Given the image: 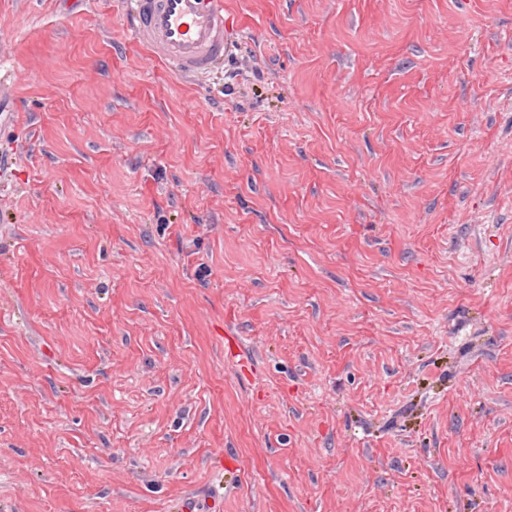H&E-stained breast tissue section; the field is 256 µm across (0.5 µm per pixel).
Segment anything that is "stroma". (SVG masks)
<instances>
[{
    "label": "stroma",
    "mask_w": 512,
    "mask_h": 512,
    "mask_svg": "<svg viewBox=\"0 0 512 512\" xmlns=\"http://www.w3.org/2000/svg\"><path fill=\"white\" fill-rule=\"evenodd\" d=\"M0 0V512H512V0ZM135 41L179 76H206L231 51L224 0H125Z\"/></svg>",
    "instance_id": "1"
}]
</instances>
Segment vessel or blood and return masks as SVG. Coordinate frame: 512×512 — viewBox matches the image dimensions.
<instances>
[{
	"mask_svg": "<svg viewBox=\"0 0 512 512\" xmlns=\"http://www.w3.org/2000/svg\"><path fill=\"white\" fill-rule=\"evenodd\" d=\"M135 41L179 76H205L232 48L224 0H125Z\"/></svg>",
	"mask_w": 512,
	"mask_h": 512,
	"instance_id": "obj_1",
	"label": "vessel or blood"
}]
</instances>
